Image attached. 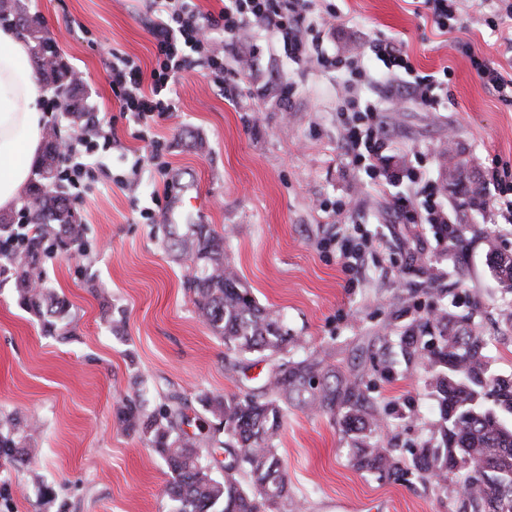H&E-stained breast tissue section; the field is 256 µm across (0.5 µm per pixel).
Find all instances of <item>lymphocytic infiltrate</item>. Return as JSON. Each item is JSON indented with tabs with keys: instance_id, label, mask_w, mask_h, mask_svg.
I'll use <instances>...</instances> for the list:
<instances>
[{
	"instance_id": "1",
	"label": "lymphocytic infiltrate",
	"mask_w": 512,
	"mask_h": 512,
	"mask_svg": "<svg viewBox=\"0 0 512 512\" xmlns=\"http://www.w3.org/2000/svg\"><path fill=\"white\" fill-rule=\"evenodd\" d=\"M318 0H224L218 14L203 16L193 0H148L155 21L149 29L156 49V65L143 73L129 57H113L107 80L120 103L123 116L133 124L135 139L148 143L150 160L161 156L159 137L147 136L146 120L156 113L175 111L170 87L182 73L200 72L223 90L239 88L249 75L252 52L249 40L268 34L282 43L289 58L334 71L344 81L350 96L342 107L345 117L344 153L362 167L369 178H376L377 167L392 145V136L381 107L362 100L359 88L374 83L364 66L367 57L381 61L394 76L392 97L405 96L428 111L448 100V80L440 73H421L411 64L404 42L395 36L377 35L363 50L347 56L332 52L325 43L339 14L335 4L318 9ZM224 33L225 51H218L210 37L211 29ZM88 130L72 140L66 149L62 181L72 190L71 198L82 203L88 190L97 183L102 163L100 150L112 146L111 132L103 131L97 115H89ZM485 188L494 192L487 207L492 223L512 224V167L492 160L482 175ZM397 219L444 224L448 212L438 201L433 188L425 187L395 196Z\"/></svg>"
}]
</instances>
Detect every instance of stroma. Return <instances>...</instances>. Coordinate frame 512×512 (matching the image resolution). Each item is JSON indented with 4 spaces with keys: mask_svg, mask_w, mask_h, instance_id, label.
<instances>
[{
    "mask_svg": "<svg viewBox=\"0 0 512 512\" xmlns=\"http://www.w3.org/2000/svg\"><path fill=\"white\" fill-rule=\"evenodd\" d=\"M336 4L342 18L332 44L339 52L381 32L404 40L417 71L449 70L450 103L436 112L410 104L388 119L396 149L422 154L449 217L467 224L463 249L449 250L430 225L387 223L389 193L372 190L342 150V81L294 62L274 38L253 42L252 79L267 87L265 98L245 86L225 96L197 72L177 80L175 111L150 122L166 144L158 167L119 119L106 75L116 53L146 72L155 63L143 0H21L23 13L39 17L44 35L58 43V69L42 77L43 92L78 75L73 96L102 122H114L116 143L96 189L74 207L85 226L83 247L41 262L46 285L68 303V338L44 332L19 302L12 267L0 264V412L39 425L26 465L0 471L12 490L0 512H56L43 498L47 488L68 501L69 512H167V468L141 433L122 429L117 406L140 389L154 404L176 392L199 416V394H238L265 381L270 359L227 355L199 320L186 287L190 265L166 245L170 211L178 223L223 232L225 261L297 337L289 360L315 356L336 387L333 412L288 409L278 442L288 512H463L456 472L441 492L415 477L356 469L353 456L364 440L406 457L441 446L431 366L406 342L430 312L471 316L489 374L512 376V325L505 322L512 292L493 276L484 240L492 235L512 253V224L488 223L485 212L464 206L439 158L451 145L476 164H512V104L484 86L460 49L471 44L512 73V25L470 23L444 34L416 15L414 0ZM286 81L294 95L283 102L278 89ZM119 176L128 187L116 185ZM199 195L207 201L201 212L189 204ZM322 200L351 207L334 220L316 209ZM340 243L365 246L367 274L358 287L347 285ZM117 319L124 331H113ZM356 379L381 418L364 436L343 423L344 390Z\"/></svg>",
    "mask_w": 512,
    "mask_h": 512,
    "instance_id": "1",
    "label": "stroma"
}]
</instances>
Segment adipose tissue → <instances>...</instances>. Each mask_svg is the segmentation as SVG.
I'll use <instances>...</instances> for the list:
<instances>
[{
	"instance_id": "adipose-tissue-1",
	"label": "adipose tissue",
	"mask_w": 512,
	"mask_h": 512,
	"mask_svg": "<svg viewBox=\"0 0 512 512\" xmlns=\"http://www.w3.org/2000/svg\"><path fill=\"white\" fill-rule=\"evenodd\" d=\"M42 87L25 44L0 28V210L25 193L42 142Z\"/></svg>"
}]
</instances>
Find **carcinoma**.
Returning <instances> with one entry per match:
<instances>
[{
  "mask_svg": "<svg viewBox=\"0 0 512 512\" xmlns=\"http://www.w3.org/2000/svg\"><path fill=\"white\" fill-rule=\"evenodd\" d=\"M20 26L34 42L38 70H54L56 47L42 35L40 23L22 14L20 0H0V23ZM46 148L39 165L40 182L33 184L24 205V217L34 233L27 243L13 250L0 249L15 271L20 303L35 311L44 331L53 336L63 330L59 320L67 303L42 283L38 265L44 248L65 249L84 244V225L76 222L69 200L57 190L56 140L58 131H46ZM451 176L469 168L468 161L448 147ZM471 169V168H469ZM475 207L485 205L480 173L471 169L467 182L460 184ZM171 249L194 264L198 272L189 290L199 318L224 347L236 354L279 356L271 374L258 388L230 396L203 394L199 402L208 420L191 425L185 399L174 393L146 412V399L138 393L117 409L119 425L142 434L163 459L169 472L164 496L172 503L171 512H282L288 502V471L277 442L288 405L304 408L331 404L336 389L316 385L319 363L302 361L289 366L288 346L297 344L288 328L274 312L262 308L242 287L236 270L224 262V234L208 224H189L183 234L170 232ZM489 266L498 282L512 291V254L489 245ZM437 343L429 351L433 368L432 386L440 416L442 447H423L406 460L375 442L357 449L355 466L377 470L389 477L414 474L422 480H435V487L446 490L448 471L457 469L461 485L468 490L470 512H512V425L501 414L512 416V377L488 375L486 355L480 335L466 318L456 321L444 314L435 320ZM492 399L495 408L482 401ZM350 431L378 427L377 414L349 416L344 420ZM37 432L28 422L20 430L12 416L0 417V461L21 467L27 461V442ZM212 451L204 454L201 445ZM222 451L224 459L216 458ZM221 469L224 476H214Z\"/></svg>",
  "mask_w": 512,
  "mask_h": 512,
  "instance_id": "cac0c4a2",
  "label": "carcinoma"
}]
</instances>
